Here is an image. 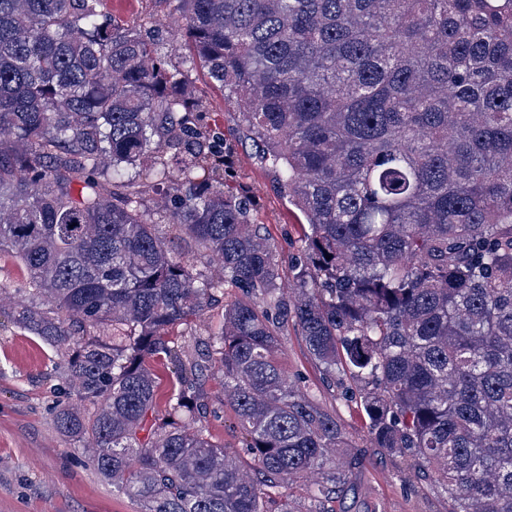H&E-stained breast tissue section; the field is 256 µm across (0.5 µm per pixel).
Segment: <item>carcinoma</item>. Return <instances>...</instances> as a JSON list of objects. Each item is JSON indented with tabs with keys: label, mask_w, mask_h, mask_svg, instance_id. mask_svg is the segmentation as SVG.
Returning <instances> with one entry per match:
<instances>
[{
	"label": "carcinoma",
	"mask_w": 512,
	"mask_h": 512,
	"mask_svg": "<svg viewBox=\"0 0 512 512\" xmlns=\"http://www.w3.org/2000/svg\"><path fill=\"white\" fill-rule=\"evenodd\" d=\"M172 2L310 232L287 288L225 182L224 130L148 24L116 28L100 0H0V255L24 273L12 323L82 405L59 404L57 428L141 512H336L365 453L290 380L291 322L371 447L448 512H512V0ZM149 181L167 190L145 209ZM207 374L244 458L203 424Z\"/></svg>",
	"instance_id": "carcinoma-1"
}]
</instances>
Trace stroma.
<instances>
[{
  "instance_id": "35a3bbf8",
  "label": "stroma",
  "mask_w": 512,
  "mask_h": 512,
  "mask_svg": "<svg viewBox=\"0 0 512 512\" xmlns=\"http://www.w3.org/2000/svg\"><path fill=\"white\" fill-rule=\"evenodd\" d=\"M102 10L119 27L141 13L159 20L162 56L169 67L187 70L203 123L222 127L232 146L227 183L253 196L255 220L266 226L280 253L297 255L304 244L297 211L282 196L275 174L260 165V142L242 134L240 104L212 86L200 65L190 64L184 18L172 12L168 0H102ZM281 349L291 380L316 391L327 407L342 409L349 440L366 447L349 512H448L447 500L431 479L417 478L403 458L368 447L367 416L358 404H341L337 387L308 356L298 329L289 328L282 336ZM53 357L37 337L0 316V512H138L135 501L101 478L79 443L58 431L55 409L65 397L50 378Z\"/></svg>"
}]
</instances>
